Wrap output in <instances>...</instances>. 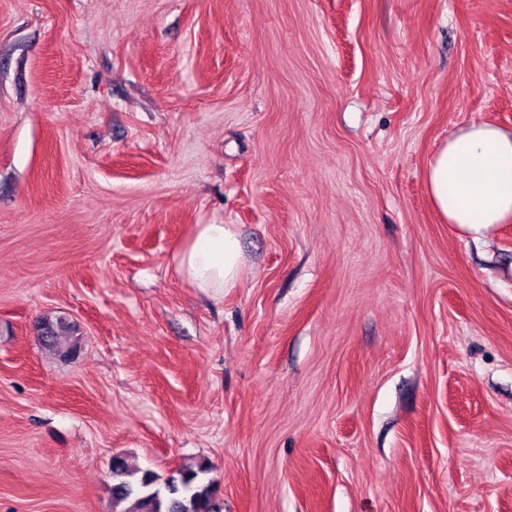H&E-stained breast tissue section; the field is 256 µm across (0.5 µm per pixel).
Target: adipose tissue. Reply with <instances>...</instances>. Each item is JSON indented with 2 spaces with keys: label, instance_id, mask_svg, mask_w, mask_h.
<instances>
[{
  "label": "adipose tissue",
  "instance_id": "ef3b65f1",
  "mask_svg": "<svg viewBox=\"0 0 512 512\" xmlns=\"http://www.w3.org/2000/svg\"><path fill=\"white\" fill-rule=\"evenodd\" d=\"M434 208L445 223L480 234L512 220V132L474 123L435 153L426 176ZM190 287L222 296L242 272L240 241L232 225L197 224L173 256Z\"/></svg>",
  "mask_w": 512,
  "mask_h": 512
}]
</instances>
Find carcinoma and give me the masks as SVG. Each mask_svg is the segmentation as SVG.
<instances>
[{"mask_svg": "<svg viewBox=\"0 0 512 512\" xmlns=\"http://www.w3.org/2000/svg\"><path fill=\"white\" fill-rule=\"evenodd\" d=\"M209 468L186 469L160 479L151 471L135 478L136 471L119 459L112 466L113 512H219L217 483L205 478ZM130 503L124 508L122 504Z\"/></svg>", "mask_w": 512, "mask_h": 512, "instance_id": "cac0c4a2", "label": "carcinoma"}]
</instances>
